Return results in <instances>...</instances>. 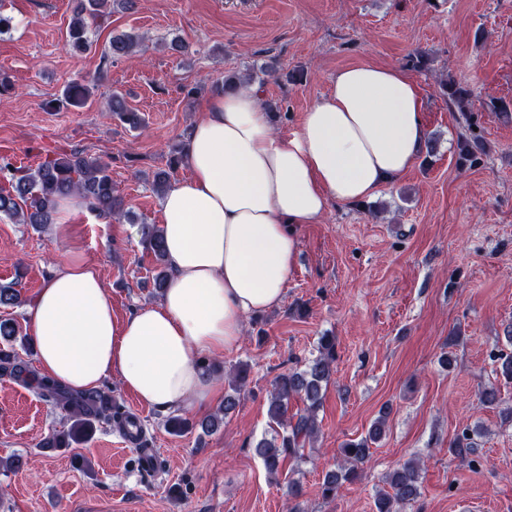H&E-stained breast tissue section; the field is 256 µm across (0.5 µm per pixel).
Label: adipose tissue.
<instances>
[{"instance_id": "adipose-tissue-1", "label": "adipose tissue", "mask_w": 512, "mask_h": 512, "mask_svg": "<svg viewBox=\"0 0 512 512\" xmlns=\"http://www.w3.org/2000/svg\"><path fill=\"white\" fill-rule=\"evenodd\" d=\"M418 85L357 65L276 133L257 88L211 97L184 139L189 174L161 200L169 279L159 303L117 316L99 269L68 254L29 310L39 372L72 389L111 376L144 405L204 412L218 395L207 357L237 349L248 317L279 306L295 231L413 167L428 146Z\"/></svg>"}]
</instances>
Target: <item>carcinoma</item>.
<instances>
[{"instance_id":"cac0c4a2","label":"carcinoma","mask_w":512,"mask_h":512,"mask_svg":"<svg viewBox=\"0 0 512 512\" xmlns=\"http://www.w3.org/2000/svg\"><path fill=\"white\" fill-rule=\"evenodd\" d=\"M124 8L132 7L133 0H79L67 31V45L74 51L84 53L92 50V29L102 26L112 15L114 2ZM144 38L134 32L114 34L101 54V64L94 81L100 82L107 75V66L114 61L128 58L143 50ZM256 79L252 74L241 76L236 72L224 76L211 85V92L227 88L242 87ZM437 92L465 117L474 111L475 99L468 88L453 79H442ZM110 118L119 119L138 128L142 118L129 107L124 97L112 94ZM483 149L481 138L474 134L460 143L459 158L465 162L477 160V151ZM76 196L91 212L103 219H112L128 214L124 197L112 182L110 164L97 159L71 155L47 157L35 168L15 166L6 160L0 161V214L8 216L18 224L34 226L51 224L58 202ZM142 242L150 251L159 267L153 275V285L162 291L167 283L166 253L161 227L156 224L142 226ZM21 293L12 285L0 286V306L21 305ZM19 335V326L11 319L0 320V341L11 344ZM336 361V341L333 336H322L318 342V354L299 368H291L274 381L267 401V416L272 425L270 438L260 440L255 451L263 460L271 475L283 472L290 459L303 457V450L318 433L317 412L324 397L323 387L328 385L333 364ZM0 372L13 377L30 387L38 396L61 408L65 412L66 425L53 431L42 444L44 448L67 449L72 444L89 438L100 420H112L110 397L103 390L74 391L51 382L39 375L29 363L21 360L14 348L0 347ZM250 368L238 364L233 376L224 388V402L218 412L194 424L189 419L173 415L166 420L167 428L174 433H184L198 427L202 433L221 428L224 419L238 407L244 394ZM299 398L304 407L288 415V402ZM390 408L382 409L372 424L367 436L359 441H350L341 448L344 464L325 472L321 496L334 500L345 484L355 482L360 476V465L369 456L370 445L381 440L385 433L386 418ZM450 451L458 457L467 458L476 454L475 442L469 432L457 438ZM420 464L415 460L397 464L388 474L389 490L376 500L377 512H402L419 495Z\"/></svg>"}]
</instances>
